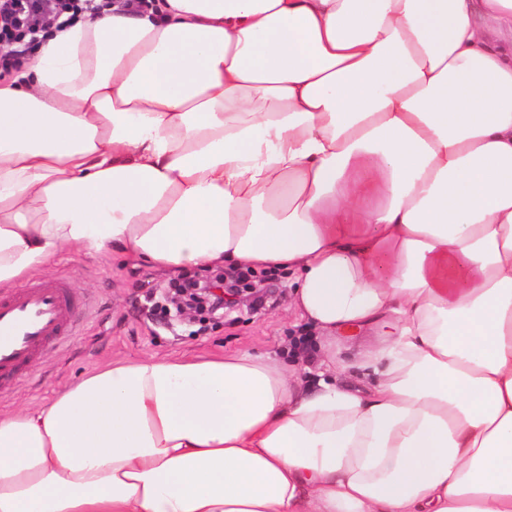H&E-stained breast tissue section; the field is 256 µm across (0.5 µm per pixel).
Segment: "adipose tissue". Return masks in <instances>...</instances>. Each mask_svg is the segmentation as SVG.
Returning a JSON list of instances; mask_svg holds the SVG:
<instances>
[{
  "instance_id": "obj_1",
  "label": "adipose tissue",
  "mask_w": 512,
  "mask_h": 512,
  "mask_svg": "<svg viewBox=\"0 0 512 512\" xmlns=\"http://www.w3.org/2000/svg\"><path fill=\"white\" fill-rule=\"evenodd\" d=\"M512 0H152L0 80V288L290 276L359 367L119 360L0 414V512H512Z\"/></svg>"
}]
</instances>
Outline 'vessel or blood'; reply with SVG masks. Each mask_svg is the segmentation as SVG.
<instances>
[{
	"label": "vessel or blood",
	"mask_w": 512,
	"mask_h": 512,
	"mask_svg": "<svg viewBox=\"0 0 512 512\" xmlns=\"http://www.w3.org/2000/svg\"><path fill=\"white\" fill-rule=\"evenodd\" d=\"M78 301L70 289L46 280L0 300V378L29 365L71 325Z\"/></svg>",
	"instance_id": "vessel-or-blood-1"
}]
</instances>
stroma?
Returning <instances> with one entry per match:
<instances>
[{"mask_svg": "<svg viewBox=\"0 0 512 512\" xmlns=\"http://www.w3.org/2000/svg\"><path fill=\"white\" fill-rule=\"evenodd\" d=\"M65 281L82 301L80 319L33 365L0 386V413L31 409L51 400L87 371L115 360L143 356H221L251 351L282 358L295 340L305 338L299 371L313 379L321 351L318 339L289 308L287 278L276 279L277 291L257 314H230L205 328L168 322L154 306L170 279L145 266H133L109 255L68 252L34 281Z\"/></svg>", "mask_w": 512, "mask_h": 512, "instance_id": "1", "label": "stroma"}]
</instances>
